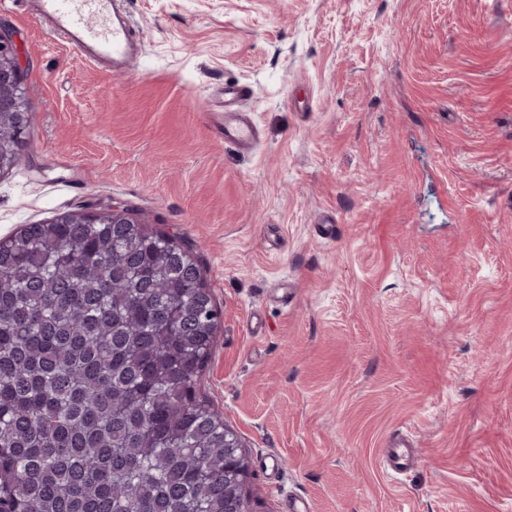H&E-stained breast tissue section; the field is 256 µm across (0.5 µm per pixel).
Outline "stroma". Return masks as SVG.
Wrapping results in <instances>:
<instances>
[{"label": "stroma", "mask_w": 512, "mask_h": 512, "mask_svg": "<svg viewBox=\"0 0 512 512\" xmlns=\"http://www.w3.org/2000/svg\"><path fill=\"white\" fill-rule=\"evenodd\" d=\"M128 14L145 52L113 72L0 0L30 113L0 238L115 205L195 254L219 312L200 391L246 512H512V0ZM228 83L248 151L209 129ZM397 431L416 461L393 476Z\"/></svg>", "instance_id": "stroma-1"}]
</instances>
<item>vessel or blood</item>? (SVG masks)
<instances>
[{
    "label": "vessel or blood",
    "instance_id": "1",
    "mask_svg": "<svg viewBox=\"0 0 512 512\" xmlns=\"http://www.w3.org/2000/svg\"><path fill=\"white\" fill-rule=\"evenodd\" d=\"M29 11L48 31L62 38L83 57L110 69H127L140 58L142 43L130 26L125 0H25ZM216 139L248 150L258 129L246 114L228 112L211 121ZM389 474L397 475L414 463L411 444L401 435L385 443Z\"/></svg>",
    "mask_w": 512,
    "mask_h": 512
}]
</instances>
